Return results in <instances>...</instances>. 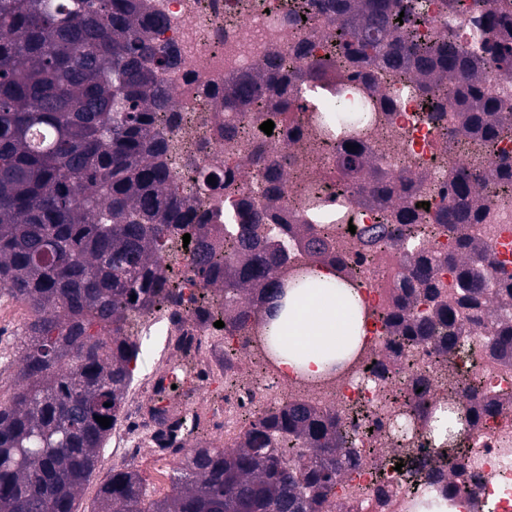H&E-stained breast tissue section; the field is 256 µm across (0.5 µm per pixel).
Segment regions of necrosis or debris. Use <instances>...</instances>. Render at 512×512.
<instances>
[{
    "label": "necrosis or debris",
    "instance_id": "necrosis-or-debris-1",
    "mask_svg": "<svg viewBox=\"0 0 512 512\" xmlns=\"http://www.w3.org/2000/svg\"><path fill=\"white\" fill-rule=\"evenodd\" d=\"M164 18L158 38L174 44L179 66L164 73L180 117L182 153L168 160L170 190L186 199L208 223L220 224L227 210L258 198L261 171L251 159L270 142L289 144L294 177L282 188L276 214L282 224H314L326 216L332 240L356 288L371 298L372 331L363 351L333 376L311 381L294 376L282 380L274 361L264 360L257 344L242 346L234 336L220 335L186 305L160 307L136 322L131 333L157 342L160 361L145 377L127 408L129 421L111 428L107 444L111 458L125 462L140 448L153 450L159 480H166L174 448L185 444L196 428L233 441L245 431L248 409H269L288 399L303 398L335 411L349 433L359 457L357 467L331 489L322 512H419L425 501L447 506L448 512H512V358L489 353L482 338L488 327L470 321L466 332L473 349L461 359L474 367L480 382L473 394L439 383L426 395L414 382L435 372L439 355L434 345L403 348L395 357V382L381 380L372 362L386 351L385 314L395 307L397 285L406 272L407 246L389 233L391 220L378 208L357 201L336 164V147L357 139L374 155L376 165L394 176L418 173L426 181H448V136L425 121L424 98L415 83L379 81L375 122L366 132L323 134L319 114L325 105L352 97L362 82L337 79L323 86L293 82L288 96L293 111L271 115L269 110L238 111L224 107V82L252 69L270 54H286L296 43L308 54L296 57L294 68L327 55L325 34L336 18L319 10L307 12L302 24L288 22L284 0H150ZM483 13L473 0H425L418 22L422 37L448 30L455 42L468 46ZM273 121L272 133L261 125ZM240 127V138H224L225 124ZM237 171L232 188L224 186L226 169ZM471 236L486 242L495 260L512 271V195L490 190L480 223L467 227ZM237 380L225 391L222 405L207 398L206 380ZM181 379L186 397L173 401L167 391ZM497 399L500 408L480 416L469 434L455 438L463 456L451 481L428 483L403 469L409 452L426 449L437 456L440 443L431 423L438 414L467 417L475 402Z\"/></svg>",
    "mask_w": 512,
    "mask_h": 512
}]
</instances>
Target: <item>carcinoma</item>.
Listing matches in <instances>:
<instances>
[{"mask_svg": "<svg viewBox=\"0 0 512 512\" xmlns=\"http://www.w3.org/2000/svg\"><path fill=\"white\" fill-rule=\"evenodd\" d=\"M310 2L337 24L329 58L309 66L308 80L334 70L368 84L381 69L420 83L434 123L458 105L455 148L464 160L452 165L448 191H440L448 204L432 224L404 202L423 181L376 169L362 144L340 146L337 164L359 199L390 212L400 230L437 229L454 239L443 256L412 242L387 347L434 341L448 384L469 383L476 374L453 360L466 350L464 322L485 319L494 326L484 337L490 353L512 354V319L501 316L512 309V273L465 232L481 220L493 178L512 186V155L494 152L498 140L512 138V113L482 88L489 72L512 74V15L487 9L492 39L463 49L446 31L420 37L422 0ZM162 23L149 0H0V293L29 310L18 384L0 402V512H76L109 432L95 417L116 421L134 376L140 345L127 334L128 321L156 302L183 303L165 287L163 261L184 234L195 241L189 269L203 283L195 313H224V329L246 345L258 325L273 359L282 346L266 332L261 304L276 300L291 248L312 264L288 276L290 288L307 287L314 264L341 265L315 224L259 232L274 218L271 205L288 174L282 147L263 159L259 191L267 205L247 202L224 217L222 251L168 191V144L156 122L172 99L157 73L176 68L179 57L153 36ZM286 83L280 56L271 54L227 80L224 105L243 111L274 90L273 108L286 112ZM372 122L370 107L356 99H339L321 115L326 132L366 131ZM439 264L456 271L454 307L434 278ZM355 459L336 413L294 399L259 412L233 448L183 449L163 498L146 499L136 472L112 468L94 512H320Z\"/></svg>", "mask_w": 512, "mask_h": 512, "instance_id": "carcinoma-1", "label": "carcinoma"}]
</instances>
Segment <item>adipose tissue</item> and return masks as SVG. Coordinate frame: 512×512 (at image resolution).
<instances>
[{"label": "adipose tissue", "instance_id": "ef3b65f1", "mask_svg": "<svg viewBox=\"0 0 512 512\" xmlns=\"http://www.w3.org/2000/svg\"><path fill=\"white\" fill-rule=\"evenodd\" d=\"M315 278L317 287L290 298L287 311L271 324L273 335L288 345L278 362L285 377H325L345 358L346 345H360L369 328L358 289L338 287L328 266H317Z\"/></svg>", "mask_w": 512, "mask_h": 512}]
</instances>
